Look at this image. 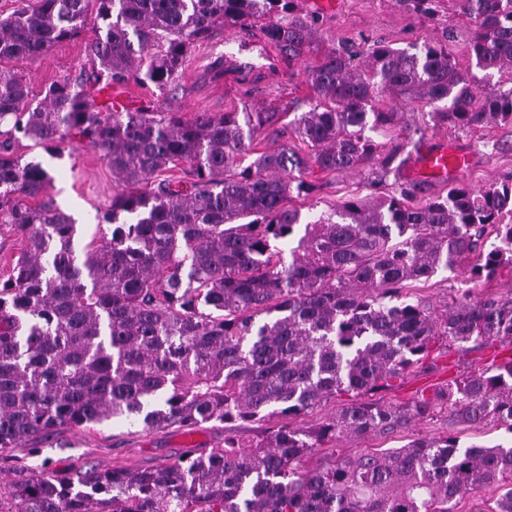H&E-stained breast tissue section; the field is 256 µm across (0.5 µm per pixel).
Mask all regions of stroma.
<instances>
[{"mask_svg":"<svg viewBox=\"0 0 512 512\" xmlns=\"http://www.w3.org/2000/svg\"><path fill=\"white\" fill-rule=\"evenodd\" d=\"M294 10L317 19L309 53L288 63L279 50L265 44L264 56H251L250 71L230 84L207 71L212 43L228 35L263 42L264 36L257 26L246 31L219 26L211 31L207 41L192 48L171 87L158 90L133 82L126 85L133 107L151 101L165 111L181 113L186 119L199 112H238L245 108L289 113L296 104L307 103L314 96L307 77L308 67L319 64L325 54L341 44L358 52L379 41L409 48L444 35L448 38V51L460 69L466 73L472 69L471 23L453 0H445L434 17L407 11L397 0H296ZM93 36V30H86L82 38L61 42L38 59L5 60L0 62V68L26 78L34 97L42 98L52 82L78 79L87 61V43ZM389 102L400 112L403 125L422 129L418 149L444 145L469 157L466 169L445 178H418L411 168H404L402 181L416 182L419 188L415 204L446 196L458 184L478 189L512 177V124L492 123L457 130L433 124L419 103L394 96ZM17 152L22 161L41 162L49 171L52 180L47 192L63 210L78 217L81 242L98 239L101 230L95 220L96 212L109 205L113 194L121 188L99 153L86 148L75 150L66 142L51 153L27 139L20 140ZM304 178L317 184L316 193L291 198L290 204L306 220L354 196H381L390 189L386 183L372 185V174L367 168L336 174L313 167L305 171ZM435 355L436 369L414 371L395 389L382 392L383 401L399 405L417 395L432 394L450 380L512 356V346L496 342L463 353L439 348ZM449 428L464 445L512 443V433L494 423L475 430L464 426L452 428L447 421L435 419L416 423L388 437L348 438L328 446L327 451L352 457L374 448H398L414 438L430 437ZM223 444L224 426L214 422L202 424L189 433L175 427L148 429L142 423L130 421H107L80 429L63 427L40 438V453L17 449L0 455V493L42 473L68 475L91 467L128 471L156 468Z\"/></svg>","mask_w":512,"mask_h":512,"instance_id":"stroma-1","label":"stroma"}]
</instances>
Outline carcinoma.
Here are the masks:
<instances>
[{"instance_id": "obj_1", "label": "carcinoma", "mask_w": 512, "mask_h": 512, "mask_svg": "<svg viewBox=\"0 0 512 512\" xmlns=\"http://www.w3.org/2000/svg\"><path fill=\"white\" fill-rule=\"evenodd\" d=\"M294 0H29L0 16V60L37 58L80 37L95 6L88 67L35 102L22 76L0 70V224L26 243L0 283V453L57 427L139 417L146 428L204 422L277 423L245 440L161 469H89L14 486L6 512H454L455 501L499 489L512 512V446H463L448 433L355 457L318 451L345 437L387 435L440 415L469 428L512 431V357L393 405L373 395L417 368L434 346L512 345V293L463 294L444 311L406 288L473 260L468 281L512 266V180L407 204L404 184L353 197L301 224L292 192L318 186L311 167L375 166L399 177L413 135L388 148L398 113L389 94L421 102L431 121L472 130L512 124V87L478 91L443 40L408 49L338 47L309 69L316 98L289 127L311 147L254 152L276 112H200L154 105L116 111L104 83L162 89L217 25L262 32L292 61L313 47L315 18ZM434 15L442 0H400ZM474 22L470 52L487 79L512 65V0H455ZM101 153L123 184L103 216L111 233L80 245L76 219L47 193L51 176L21 162L19 139ZM180 165L188 184L162 177ZM496 228L487 242L488 227ZM296 241L291 261L280 245ZM354 400L312 426L292 424L339 394Z\"/></svg>"}]
</instances>
